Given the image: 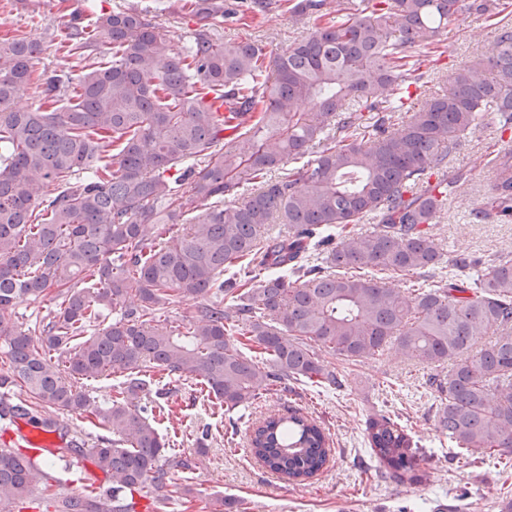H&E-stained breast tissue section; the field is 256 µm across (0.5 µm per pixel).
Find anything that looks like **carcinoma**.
Instances as JSON below:
<instances>
[{
    "instance_id": "cac0c4a2",
    "label": "carcinoma",
    "mask_w": 512,
    "mask_h": 512,
    "mask_svg": "<svg viewBox=\"0 0 512 512\" xmlns=\"http://www.w3.org/2000/svg\"><path fill=\"white\" fill-rule=\"evenodd\" d=\"M187 5L198 28L184 53L134 5L85 24L75 12L63 43L79 72L37 84L50 111L15 106L34 85L42 40H0V341L10 360L0 388L25 387L31 420L66 411L108 432L90 448L75 436L64 452L91 459L112 493H55L54 512H134V490L149 488L157 503L175 493L170 470L191 459L171 455L140 405L155 367L203 385L231 412L288 380L341 389L345 376L327 357L353 363L393 349L430 371L444 395L438 424L459 448L512 457V259L472 278L473 261L460 256L437 277L444 254L428 225L442 204L420 188L432 174L450 195L469 181L468 170L447 173L448 159L484 113L512 127V25L426 107H407L449 21L512 4ZM276 12L315 25L268 66L261 44L214 34L226 18ZM99 35L114 49L108 67L86 56ZM210 94L224 98V116L205 104ZM488 163L495 180L478 222L512 217V150ZM367 220L373 231L347 230ZM384 273L430 283L393 288ZM184 296L201 302L165 318ZM38 299L55 309L17 325L16 307ZM105 311L112 323L85 335ZM106 373L122 374V388L98 406L79 382ZM367 438L380 474L423 479L398 422L369 419ZM249 445L292 485L318 477L332 454L325 429L290 408L254 422ZM49 479L1 448L0 512H16Z\"/></svg>"
}]
</instances>
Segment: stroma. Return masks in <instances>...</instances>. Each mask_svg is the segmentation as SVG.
<instances>
[{"instance_id": "stroma-1", "label": "stroma", "mask_w": 512, "mask_h": 512, "mask_svg": "<svg viewBox=\"0 0 512 512\" xmlns=\"http://www.w3.org/2000/svg\"><path fill=\"white\" fill-rule=\"evenodd\" d=\"M117 0H27L12 7L0 0V38L32 33L41 38L43 52L35 73L71 71L73 59L59 41L72 23L73 10L83 17L111 11ZM156 5L153 21L174 46L188 43L197 20L180 0H141ZM313 20L295 24L289 15L270 17L263 24L228 23L224 38L251 37L275 55L300 39ZM496 20L466 14L449 23L442 36L443 55L425 92L415 96L421 107L432 94L444 91L449 75L459 66L486 57L496 34ZM512 149V130L505 132L496 114L486 113L462 139L451 165L470 170V181L448 200L430 231L444 255L462 252L480 258L470 269L478 276L482 263L512 258V221L474 223L472 214L483 203L494 180L482 163L484 155ZM344 389H325L311 383L288 381L258 405L231 414L211 403L204 388L192 381L167 376L160 369L149 373V391H162L169 415L157 427L174 453L191 457V469L175 472L178 486L192 488L180 494L162 512H213L217 495L243 500L246 512H497L500 498H512V469L493 458L474 459L459 452L446 430L437 423L438 393L424 384L425 371L394 351L372 360L347 365ZM294 408L316 418L332 440V458L323 474L306 485H287L250 454L252 423L264 414ZM377 414L397 418L414 443L426 478L419 483L395 482L377 473L378 463L368 446L367 421ZM204 453H197V446Z\"/></svg>"}]
</instances>
